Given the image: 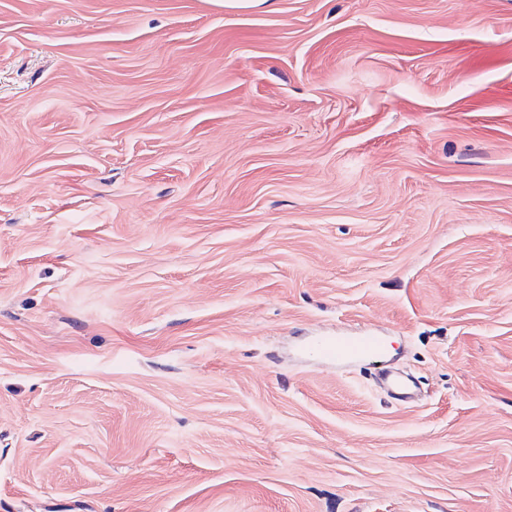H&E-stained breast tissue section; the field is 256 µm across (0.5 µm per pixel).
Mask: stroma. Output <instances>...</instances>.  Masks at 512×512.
<instances>
[{
  "label": "stroma",
  "mask_w": 512,
  "mask_h": 512,
  "mask_svg": "<svg viewBox=\"0 0 512 512\" xmlns=\"http://www.w3.org/2000/svg\"><path fill=\"white\" fill-rule=\"evenodd\" d=\"M0 512H512V0H0ZM304 352L324 361H358L382 357L384 346L377 336L316 338L304 347ZM379 376L381 382L397 399L405 401L411 397L413 387L407 378L401 377L387 369H383Z\"/></svg>",
  "instance_id": "obj_1"
}]
</instances>
